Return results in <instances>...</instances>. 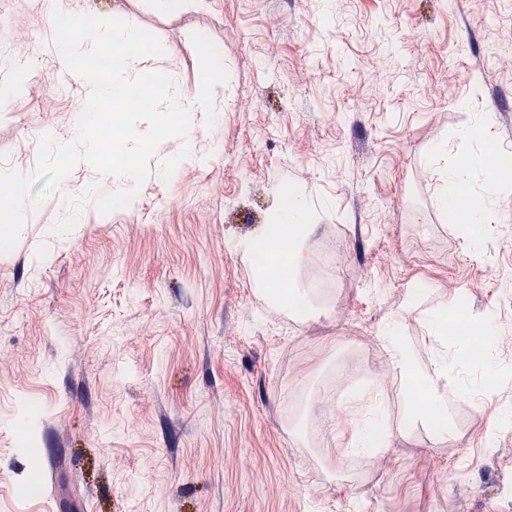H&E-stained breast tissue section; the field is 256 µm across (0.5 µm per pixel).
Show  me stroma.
Wrapping results in <instances>:
<instances>
[{
	"label": "stroma",
	"mask_w": 512,
	"mask_h": 512,
	"mask_svg": "<svg viewBox=\"0 0 512 512\" xmlns=\"http://www.w3.org/2000/svg\"><path fill=\"white\" fill-rule=\"evenodd\" d=\"M56 6L157 35L164 55L130 71L165 73L179 95L200 86L195 33L228 79L218 123L194 111V147L170 179L160 165L177 138L127 207L86 202L62 236L50 195L0 253V512H512V419L497 418L512 380L500 375L474 400L449 396L452 442L406 422L396 385L381 394L387 447L363 472L342 453L357 378L387 362L369 349L387 323L400 320L417 375L430 367L410 293L512 327V249L495 244L512 237V190L496 201L507 223L473 236L438 200L463 157L512 159L500 52L512 0H0V48L16 60L0 68V172L32 173L44 136H76L88 88L49 44ZM281 186L314 215L303 250L342 259L324 288L301 272L298 319L268 306L234 249L270 224ZM320 391L335 416L314 423L300 402Z\"/></svg>",
	"instance_id": "1"
}]
</instances>
